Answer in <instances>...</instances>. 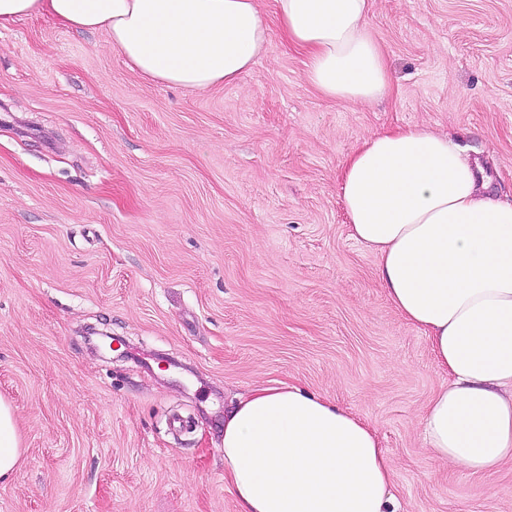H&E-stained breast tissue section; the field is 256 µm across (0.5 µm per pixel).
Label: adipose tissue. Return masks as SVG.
Segmentation results:
<instances>
[{
  "mask_svg": "<svg viewBox=\"0 0 512 512\" xmlns=\"http://www.w3.org/2000/svg\"><path fill=\"white\" fill-rule=\"evenodd\" d=\"M274 3L319 92L362 103L385 94L371 0ZM43 14L105 32L131 70L194 91L238 82L269 39L258 0H0V26ZM340 189L388 300L447 375L421 420L426 448L473 473L496 469L512 459V201L493 198L459 147L423 126L364 139ZM21 455L13 409L0 400V481ZM224 478L239 512L400 510L370 424L293 383L257 387L226 408Z\"/></svg>",
  "mask_w": 512,
  "mask_h": 512,
  "instance_id": "adipose-tissue-1",
  "label": "adipose tissue"
}]
</instances>
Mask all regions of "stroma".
Segmentation results:
<instances>
[{"mask_svg": "<svg viewBox=\"0 0 512 512\" xmlns=\"http://www.w3.org/2000/svg\"><path fill=\"white\" fill-rule=\"evenodd\" d=\"M371 26L391 75L371 105L320 94L276 37L197 92L103 32L0 27V398L24 448L0 512H238L224 407L280 382L376 429L402 512H512V460L473 474L425 447L443 375L340 198L364 137L420 124L512 200V0H371Z\"/></svg>", "mask_w": 512, "mask_h": 512, "instance_id": "obj_1", "label": "stroma"}]
</instances>
